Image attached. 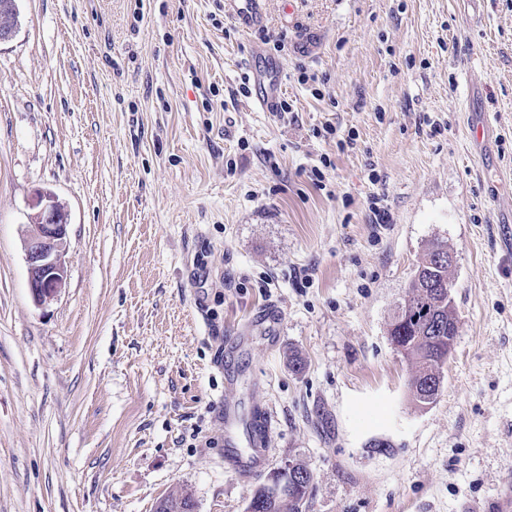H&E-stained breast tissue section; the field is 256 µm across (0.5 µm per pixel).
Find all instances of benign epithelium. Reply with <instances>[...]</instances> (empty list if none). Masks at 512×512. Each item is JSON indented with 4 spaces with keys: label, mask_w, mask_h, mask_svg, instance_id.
<instances>
[{
    "label": "benign epithelium",
    "mask_w": 512,
    "mask_h": 512,
    "mask_svg": "<svg viewBox=\"0 0 512 512\" xmlns=\"http://www.w3.org/2000/svg\"><path fill=\"white\" fill-rule=\"evenodd\" d=\"M17 28L16 0H0V43L11 40ZM29 209L23 238L29 287L35 304L46 306L58 300L67 284L68 213L47 189L34 192ZM311 482L294 461L284 463L269 479V485L279 492Z\"/></svg>",
    "instance_id": "7a95c632"
}]
</instances>
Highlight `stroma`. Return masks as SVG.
Here are the masks:
<instances>
[{"label": "stroma", "instance_id": "35a3bbf8", "mask_svg": "<svg viewBox=\"0 0 512 512\" xmlns=\"http://www.w3.org/2000/svg\"><path fill=\"white\" fill-rule=\"evenodd\" d=\"M264 3L246 30L224 0H17L0 512H155L180 489L245 512L289 460L315 477L306 512H493L512 487V0ZM271 58L291 112L239 92ZM39 189L69 214L46 306L23 247ZM437 242L459 334L421 408L389 329ZM228 400L270 420L239 433L257 475L226 462ZM232 467L241 475H251L258 472L265 462V449L251 448L246 456L231 455L227 457Z\"/></svg>", "mask_w": 512, "mask_h": 512}]
</instances>
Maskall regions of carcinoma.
I'll return each instance as SVG.
<instances>
[{
  "label": "carcinoma",
  "mask_w": 512,
  "mask_h": 512,
  "mask_svg": "<svg viewBox=\"0 0 512 512\" xmlns=\"http://www.w3.org/2000/svg\"><path fill=\"white\" fill-rule=\"evenodd\" d=\"M442 253H448V247L438 243L428 258L418 265L404 301L405 314L396 317L389 330L391 342L402 347L418 365L413 381L417 391L413 398L423 406L431 403L428 380L443 374L448 362V336L457 328L448 294L434 293L438 281L448 280V259L440 257ZM253 495L262 499L265 512H301L299 501L307 491L290 492L285 497L276 498L273 489L264 483L254 490Z\"/></svg>",
  "instance_id": "carcinoma-1"
}]
</instances>
